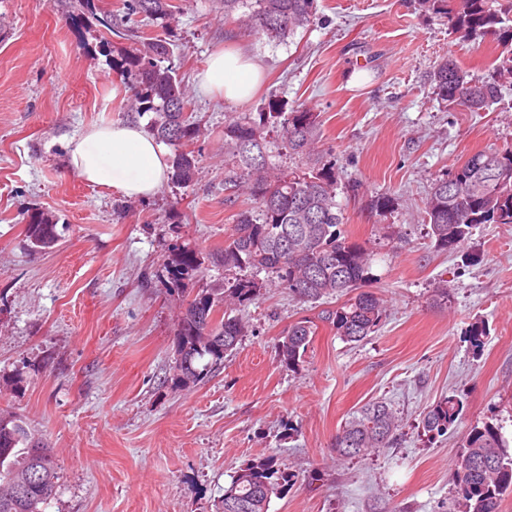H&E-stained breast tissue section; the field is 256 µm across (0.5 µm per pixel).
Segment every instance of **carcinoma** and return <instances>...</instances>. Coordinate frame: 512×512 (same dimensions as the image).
I'll return each instance as SVG.
<instances>
[{
  "label": "carcinoma",
  "mask_w": 512,
  "mask_h": 512,
  "mask_svg": "<svg viewBox=\"0 0 512 512\" xmlns=\"http://www.w3.org/2000/svg\"><path fill=\"white\" fill-rule=\"evenodd\" d=\"M427 11L449 18L451 32L466 40L493 35L512 39V0H420ZM172 5L169 0H121L109 14L107 29L119 30L135 22L158 23L170 31ZM216 8L229 19L242 12L257 33L285 38L311 25L316 19L315 0H216ZM170 55V42L153 37L141 49L113 50L112 67L133 91L135 115L153 113L149 128L172 148L170 181L179 187L191 185L199 169L193 145L200 128L192 114L182 80L173 68L162 65ZM432 82L441 104L455 109L481 110L499 99L495 79L476 82L456 62L448 59L436 67ZM467 83L468 103L459 101L460 83ZM268 111L249 114L224 124V143L232 146L228 184H245L259 213L236 214L235 228L224 247L203 253L179 247L166 259L165 270L173 284L201 271L205 263L224 270L243 272L225 284L224 292L202 290L185 300L175 330L176 376L178 387L194 385L224 362L245 335L241 318L224 306L255 299L265 273L278 285L305 302L355 293L346 303L321 312V318L348 343L358 344L376 333L386 320L382 300L366 290L370 283L369 253L352 241L344 229V208L336 200V171L332 165H314L306 170L276 173L267 165L258 166L255 156L266 155V128H279L282 143L297 156L309 154L319 129V114L302 106L286 112L284 105L271 100ZM424 226L439 252L452 253L469 239L479 224H512V149L479 151L437 180L425 204ZM26 238L31 247L49 249L58 241L57 218L43 210L27 214ZM314 324L294 323L279 342L280 362L295 371L313 336ZM463 403L450 396L436 403L422 420L423 431L442 436L461 420ZM400 420L384 400H372L349 417L336 434L337 455L362 459L377 448H389ZM45 444L17 417L0 416V512H42L56 493L54 459L50 470L41 473L28 496L14 499L10 476L33 467L35 454ZM292 474L276 468L268 458L237 472L224 490V505L240 502L246 509L233 512H268L271 496L280 482ZM454 490L461 512H500L504 497L512 494V456L499 426L485 422L467 433L463 453L454 472Z\"/></svg>",
  "instance_id": "cac0c4a2"
}]
</instances>
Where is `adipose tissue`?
<instances>
[{"mask_svg":"<svg viewBox=\"0 0 512 512\" xmlns=\"http://www.w3.org/2000/svg\"><path fill=\"white\" fill-rule=\"evenodd\" d=\"M261 79L260 64L239 48L210 56L198 76V86L204 92L245 102ZM71 165L90 184L134 197L157 194L168 169L161 146L132 124L88 129L71 152Z\"/></svg>","mask_w":512,"mask_h":512,"instance_id":"adipose-tissue-1","label":"adipose tissue"}]
</instances>
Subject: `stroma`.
Instances as JSON below:
<instances>
[{
	"mask_svg": "<svg viewBox=\"0 0 512 512\" xmlns=\"http://www.w3.org/2000/svg\"><path fill=\"white\" fill-rule=\"evenodd\" d=\"M118 0H0V415L16 416L52 449L57 491L44 512H222L236 471L273 457L292 481L268 512H454L452 477L465 435L490 421L512 448V224H481L456 252H437L422 223L432 182L478 151L512 148V80L489 110L448 109L431 84L443 60L476 81L508 56L491 36L461 42L418 0H317L309 28L271 40L224 19L213 0H171L169 60L201 129L187 187L142 199L86 182L70 166L95 125L132 107L112 46L142 47L157 25L119 37L100 18ZM237 42L265 70L245 103L210 96L197 77ZM305 106L321 126L309 157L268 132L278 171L336 169L345 229L371 255L387 308L358 344L319 325L298 371L278 341L319 309L267 281L238 311L247 332L201 383L175 388L181 294L164 263L173 246H223L235 214L254 208L224 189L225 121L268 99ZM392 204L378 214L372 203ZM58 219L59 242L34 251L28 211ZM449 301L434 304L439 285ZM485 331L473 355V325ZM446 396L461 421L427 439L421 420ZM390 402L392 447L343 460L333 438L352 412Z\"/></svg>",
	"mask_w": 512,
	"mask_h": 512,
	"instance_id": "obj_1",
	"label": "stroma"
}]
</instances>
